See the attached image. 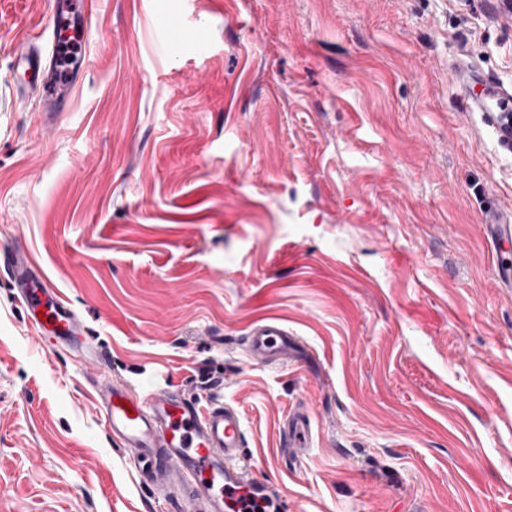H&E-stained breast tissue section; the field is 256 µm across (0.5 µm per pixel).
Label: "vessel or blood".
<instances>
[{
  "mask_svg": "<svg viewBox=\"0 0 512 512\" xmlns=\"http://www.w3.org/2000/svg\"><path fill=\"white\" fill-rule=\"evenodd\" d=\"M94 0H55L59 23L88 26ZM15 72L25 86L40 96L45 111L66 108L73 87L81 78L78 69L59 76L57 58L46 55L38 45H24L17 57ZM512 98V89L486 83L472 108L492 111L494 105ZM4 265L24 302L27 317L38 331L84 345L85 326L78 314L51 288L40 268L22 249L13 251ZM295 339L282 323L269 318L249 330L246 347L260 363L287 360ZM105 411V425L113 439L137 463L151 469L153 483L160 490H173L189 503H202L205 512H254L256 506L281 507L269 486L253 478L240 464L244 430L238 412L227 405L200 406L183 392L152 389L136 398L119 386L98 391ZM310 421L294 414L286 439L287 448L300 452L308 447ZM196 476L194 483L182 481L184 473Z\"/></svg>",
  "mask_w": 512,
  "mask_h": 512,
  "instance_id": "b4317fda",
  "label": "vessel or blood"
}]
</instances>
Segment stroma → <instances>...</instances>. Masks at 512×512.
<instances>
[{
	"instance_id": "stroma-1",
	"label": "stroma",
	"mask_w": 512,
	"mask_h": 512,
	"mask_svg": "<svg viewBox=\"0 0 512 512\" xmlns=\"http://www.w3.org/2000/svg\"><path fill=\"white\" fill-rule=\"evenodd\" d=\"M53 2L0 0V257L23 244L91 348L45 344L0 270V512H189L106 432L112 382L234 406L286 512H512V256L486 231L512 147L450 77L512 87L500 0H97L49 118L12 63ZM269 317L287 363L247 352ZM311 437L310 421L301 412L294 414L288 426L286 437L287 450L293 449L296 453L308 447Z\"/></svg>"
}]
</instances>
